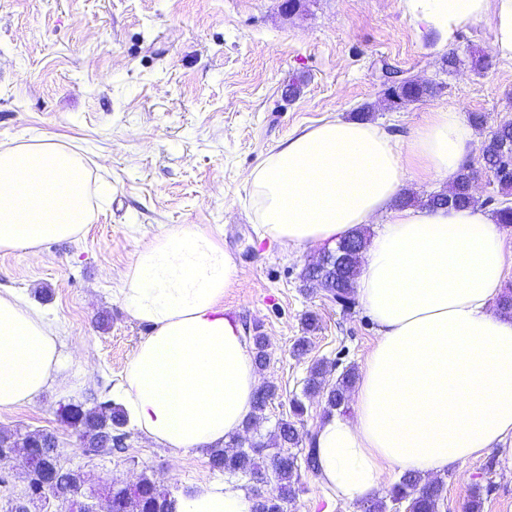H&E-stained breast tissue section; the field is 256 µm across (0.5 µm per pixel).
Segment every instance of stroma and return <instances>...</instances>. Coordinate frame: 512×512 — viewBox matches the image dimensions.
I'll return each instance as SVG.
<instances>
[{
	"instance_id": "1",
	"label": "stroma",
	"mask_w": 512,
	"mask_h": 512,
	"mask_svg": "<svg viewBox=\"0 0 512 512\" xmlns=\"http://www.w3.org/2000/svg\"><path fill=\"white\" fill-rule=\"evenodd\" d=\"M281 0H0V149L47 137L80 153L94 199V221L77 237L43 245L41 259L0 251V289L23 295L62 328L69 376L93 367V384L0 416V429L53 432L63 458L87 485L133 484L142 476L178 494L224 480L207 449L164 448L132 432L122 454L85 456L76 430L60 419L70 402L117 399L115 385L143 336L122 302V274L156 235L196 224L223 235L239 271L224 298L226 314L269 339L261 383L276 395L250 436L270 441L289 402L303 395L312 365L327 384L359 368L377 330L359 301L341 305L301 273L320 250H288L261 237L246 179L288 135L369 107V123L406 141L431 111L485 114L463 158L480 171L478 200L498 197L483 173L481 144L512 122V61L496 57L490 22L460 30L453 43L416 20L404 0H302L283 16ZM456 50L459 68L443 58ZM492 65L474 69L472 61ZM435 85L433 97L397 108L383 91L385 67ZM300 91L289 97L287 85ZM318 327L304 333L306 315ZM308 336L296 356L293 343ZM300 432L315 433L329 410L304 397ZM439 512H465L480 492L482 512H512V455L489 448L441 478ZM288 512H363L359 503L327 504L315 475L298 472Z\"/></svg>"
}]
</instances>
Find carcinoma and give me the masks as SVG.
<instances>
[{"label": "carcinoma", "instance_id": "1", "mask_svg": "<svg viewBox=\"0 0 512 512\" xmlns=\"http://www.w3.org/2000/svg\"><path fill=\"white\" fill-rule=\"evenodd\" d=\"M435 93V88L426 87L405 79L393 80L387 94L404 102L420 101ZM484 168L491 173L499 192L512 193V122L500 124L482 145ZM475 172L468 165L461 167L455 182L448 190L417 197L407 193L400 196L397 203L401 207L419 206L433 210L448 208H468L476 205L470 185ZM365 233L362 229L336 244L335 255L326 258L315 268H304L301 278L306 286L315 288L317 282L327 285V291L338 303H345L353 292L356 276L359 272L360 254ZM254 363L261 368L269 361L266 337L260 333L252 336ZM327 367L318 362L310 368L303 390L306 397L323 393L329 409L339 410L345 407L349 389L355 382V370L349 368L342 372L336 383L330 387L325 384ZM307 412L304 401L294 397L289 403V416L278 421L273 434V442L278 451L266 453L267 445L260 441L236 434L225 448L209 449L211 467L230 473L240 472L253 476L257 472L272 476L279 493L253 492L252 512H284L285 506L280 494L296 495L298 461H303L305 469L311 473L318 470L317 457L313 446L314 438H309L308 447L301 449L302 456L284 453V448H296L302 443L297 424L302 422ZM63 422L82 432V436L91 437L94 429H111L119 434L126 433L128 418L119 406L108 404L101 411L88 408L84 403H68L60 408ZM32 436L18 431L0 432V447L7 446L18 453H30ZM61 453H48L35 458V470L45 468L56 470V478L61 491L70 488L79 489L81 481L78 472L68 466H58ZM442 485L434 484L415 472L403 473L389 491V497L370 502L365 512H437ZM175 496L168 490L160 489L156 481L143 477L133 488H118L112 492V512H173Z\"/></svg>", "mask_w": 512, "mask_h": 512}]
</instances>
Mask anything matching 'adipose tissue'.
Listing matches in <instances>:
<instances>
[{"label": "adipose tissue", "instance_id": "obj_1", "mask_svg": "<svg viewBox=\"0 0 512 512\" xmlns=\"http://www.w3.org/2000/svg\"><path fill=\"white\" fill-rule=\"evenodd\" d=\"M454 38L491 19L499 57L512 59V0H405ZM475 140L454 109L428 113L398 143L376 125L328 120L280 142L248 178L263 236L303 250L334 244L387 215L354 287L378 326L354 389V417L316 434L319 479L331 498L363 502L390 471L438 475L512 438V319L490 305L505 277L504 236L468 209L393 210L405 162L454 181ZM82 158L47 138L0 150V250L39 256L90 220ZM213 232L182 225L154 237L122 276V299L148 324L119 389L137 428L177 450L224 444L251 414L259 377L242 325L225 316L237 276ZM63 339L37 307L0 291V415L51 387L71 388ZM233 481L178 497L177 512H251Z\"/></svg>", "mask_w": 512, "mask_h": 512}]
</instances>
